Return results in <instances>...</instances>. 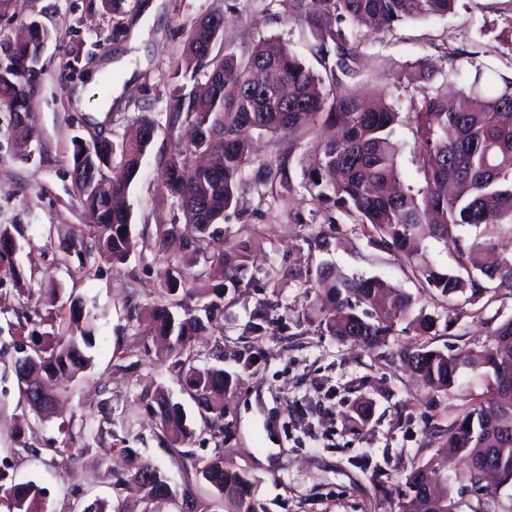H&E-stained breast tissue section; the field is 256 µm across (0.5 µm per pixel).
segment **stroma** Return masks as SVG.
<instances>
[{
    "label": "stroma",
    "mask_w": 512,
    "mask_h": 512,
    "mask_svg": "<svg viewBox=\"0 0 512 512\" xmlns=\"http://www.w3.org/2000/svg\"><path fill=\"white\" fill-rule=\"evenodd\" d=\"M500 3L459 0L446 17L372 34L366 50L377 63L359 77L358 94L384 96L402 113L411 97L438 87L461 97V83H449L443 72L423 79L418 65L463 43L481 61L500 63L512 53V26ZM213 14L223 16L231 48L278 36L318 69L308 29L289 20L280 0H116L110 7L102 0H0V40L14 39L33 19L51 34L32 108L31 159L21 157L10 115L0 110V225L20 227L14 252L0 257V478L37 484L47 512H83L98 500L124 512H172L167 501L144 503L120 482L123 451L132 448L173 490L191 492L207 512H224L223 498L194 469L196 460L220 452L227 466L254 478L264 512H399L408 474L436 461L451 423L485 398L486 377L466 369L451 391L423 389L398 360L404 333L371 349L320 334L305 319L313 300L308 286L326 263L349 276L390 281L437 316L441 327L427 344L457 353L481 349L493 324L512 317V293L492 288L475 299L442 297L407 261L374 245L356 217L312 200L307 168L326 127L257 137L256 160L237 185L238 204L218 222L227 239L248 245L245 276L226 280L216 298L212 250H190L184 263L191 290L175 296L189 310L212 307L209 331L193 342L197 367L242 375L219 428L205 427L144 323L171 269L158 225L191 233L158 179L179 142L168 127L175 105L168 74L192 29ZM143 115L156 129L129 196L133 252L122 264L96 251L65 252L87 222L71 175L74 139L101 133L120 141ZM279 157L287 184L257 185L259 162ZM74 297L94 316L92 367L66 384L63 416L39 418L21 400L14 360L32 327L50 331ZM257 322L262 331H254ZM157 389L181 405L193 432L178 447L165 440L150 404ZM361 397L374 406L364 423L352 409Z\"/></svg>",
    "instance_id": "stroma-1"
}]
</instances>
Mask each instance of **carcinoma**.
<instances>
[{"label":"carcinoma","instance_id":"obj_1","mask_svg":"<svg viewBox=\"0 0 512 512\" xmlns=\"http://www.w3.org/2000/svg\"><path fill=\"white\" fill-rule=\"evenodd\" d=\"M456 3L287 0L288 18L303 22L313 37L311 52L322 74L306 67L278 37L260 39L238 53L224 45L223 30L211 28V17L202 19L169 73L176 93L170 130L193 125L202 128L205 137L177 147L159 175L162 187L178 197L186 223L199 233L197 248L215 247L222 270H246V247L225 239L216 223L234 203L238 178L254 153V135L292 133L321 122L335 126L336 137L317 147L307 178L312 199L371 227L382 244L412 263L427 286L444 297L469 289L476 298L486 290L485 281L512 290V252L501 250L492 236L469 241L459 234L466 225L493 224L512 236V76L507 74L512 60L502 69L478 61L477 52L464 45L451 49L442 56L449 64L448 78L462 76L466 64L474 69L464 104L448 105L437 90L411 101L404 116L383 98H362L347 84L372 63L360 37L405 20L444 17ZM42 36L50 32L22 44L0 41V58L12 80L0 91V110L9 112L12 133L22 139L32 138L36 129L31 116L20 118L13 106L38 86L29 65ZM284 85L291 92L286 103L280 95ZM402 122L413 129L415 159L424 180L416 190L394 189L400 178V148L393 134ZM150 148L148 141L131 136L118 143L107 137L90 152L104 176L94 185H75L89 220L82 237L114 263L125 261L136 246L128 195ZM199 152L210 156L209 166H190L191 157ZM426 232L450 247L468 279L432 263L421 247ZM160 236L178 279L151 308L145 331L158 338L172 337L168 351L177 375L207 427L215 429L224 417V399L235 392L240 376L194 365L193 336L207 325L188 310L176 311L179 304L169 299L181 288L191 292L181 270L190 243L179 237L174 224ZM314 290L316 299L307 317L340 342L377 347L398 323L416 336H427L438 326L437 317L416 308L411 294L380 277H350L325 264ZM92 346V316L78 298L70 300L69 317L50 340L43 333L31 337V344L21 348L14 361V371L18 377H34L45 391L41 406L32 412L40 416L52 409L56 379H74L91 368ZM398 356L415 363L424 386L433 392L452 390L463 364L492 376L486 397L458 415L447 439L448 447L470 462L459 482L485 492L480 512H498L501 476L512 472V380H501L497 369L512 371V317L492 328L488 343L478 351L458 355L410 345ZM166 401L161 393L153 400L162 432L176 441L191 437L181 406ZM124 452L129 468L123 480L139 485L152 499L154 488L146 476L156 475L164 485L165 475L151 461L138 458L135 450ZM220 461L216 454L195 466L209 487L221 486L224 512H263L255 499L254 478L245 472L222 470L217 480L209 478ZM406 484L410 492L400 512H450L448 483L438 475L435 463L413 470ZM0 503L8 512H44V493L31 482L0 483Z\"/></svg>","mask_w":512,"mask_h":512}]
</instances>
